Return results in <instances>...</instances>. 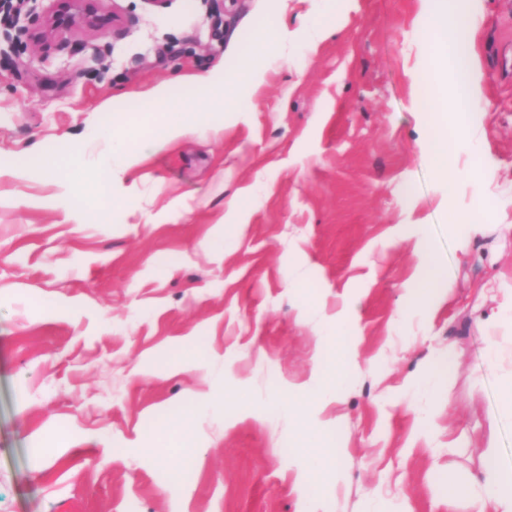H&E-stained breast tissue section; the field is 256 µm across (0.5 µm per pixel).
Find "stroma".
<instances>
[{
    "label": "stroma",
    "mask_w": 512,
    "mask_h": 512,
    "mask_svg": "<svg viewBox=\"0 0 512 512\" xmlns=\"http://www.w3.org/2000/svg\"><path fill=\"white\" fill-rule=\"evenodd\" d=\"M423 6L351 0L318 45L263 47L240 114L213 110L200 77L233 75L261 18L295 29L322 0H103L98 34L49 41L33 34L50 0L0 22V512H472L447 483L470 484L490 439L512 463V317L486 321L512 307V81L495 69L512 0H481L488 110L474 130L449 116L450 184L417 149ZM163 86L192 102L187 131L114 172L100 220L106 134L128 135ZM65 178L94 210L83 223ZM473 212L469 237L454 217ZM416 231L452 290L430 315L406 311ZM343 309L357 359L299 416L288 401ZM448 350L457 371L421 385ZM302 429L337 449V480Z\"/></svg>",
    "instance_id": "obj_1"
}]
</instances>
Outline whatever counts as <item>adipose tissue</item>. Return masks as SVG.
I'll list each match as a JSON object with an SVG mask.
<instances>
[{
	"instance_id": "obj_1",
	"label": "adipose tissue",
	"mask_w": 512,
	"mask_h": 512,
	"mask_svg": "<svg viewBox=\"0 0 512 512\" xmlns=\"http://www.w3.org/2000/svg\"><path fill=\"white\" fill-rule=\"evenodd\" d=\"M476 0H432L431 5L420 13L418 29L422 39L431 47L432 54L425 68L432 80L441 86L437 98L422 99L420 111L429 113H463L477 119L484 112V75L477 63L474 42ZM292 38L283 21L267 18L258 23L255 30V46L241 50L237 76L234 81H218L202 78L200 88L215 109L236 113L246 111L248 100L243 96L245 84L259 73L255 49L272 43L286 46ZM156 134L140 138L136 153H129L123 145H115L111 155L102 163L103 171L123 167L134 155L146 156L182 135L184 126L157 124ZM416 261V278L407 290L409 309L434 311L447 298L450 290L447 279L434 257V247L427 236L415 237L412 250ZM330 359L318 366L313 378V389L303 390V398H313L315 393L335 389L340 374L351 363L354 349L341 337L330 341ZM475 492L472 498L473 512H512V468L500 461V451L488 445L483 453V467L473 479Z\"/></svg>"
}]
</instances>
